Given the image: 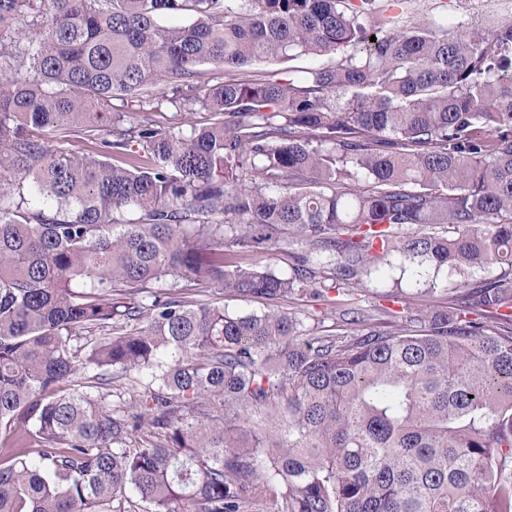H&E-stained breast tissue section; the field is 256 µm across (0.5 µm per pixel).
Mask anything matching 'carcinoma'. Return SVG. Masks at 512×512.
Instances as JSON below:
<instances>
[{
  "mask_svg": "<svg viewBox=\"0 0 512 512\" xmlns=\"http://www.w3.org/2000/svg\"><path fill=\"white\" fill-rule=\"evenodd\" d=\"M380 2L0 0V512H512V0ZM411 7V12H415L416 9H424L425 13L431 16L445 15L448 17V21L456 23L458 21H464L469 23L470 27L482 26L481 8L478 3L480 0H419ZM447 4L446 7L441 5ZM312 62L311 58L300 56L289 62L268 61L245 66L235 73L237 77L245 81H260L267 79L273 72L280 71L282 68L292 67L294 70H301V68L311 65ZM150 115L162 129L166 130H177L181 126L185 128L184 125L189 124L188 122L201 125L210 118V113L205 110L180 113L171 106L163 108L162 112H151Z\"/></svg>",
  "mask_w": 512,
  "mask_h": 512,
  "instance_id": "carcinoma-1",
  "label": "carcinoma"
}]
</instances>
